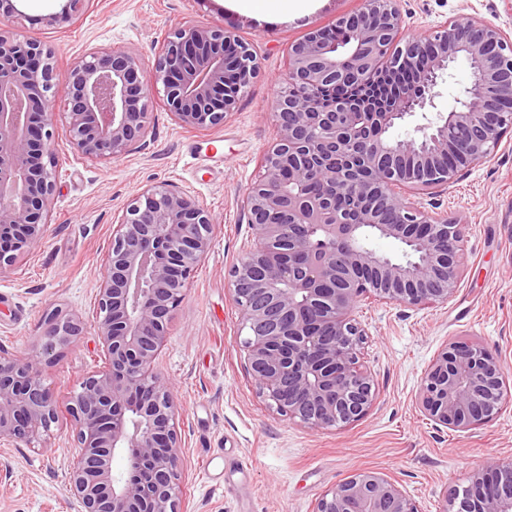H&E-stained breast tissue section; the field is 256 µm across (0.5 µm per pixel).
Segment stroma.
Instances as JSON below:
<instances>
[{
    "instance_id": "1",
    "label": "stroma",
    "mask_w": 512,
    "mask_h": 512,
    "mask_svg": "<svg viewBox=\"0 0 512 512\" xmlns=\"http://www.w3.org/2000/svg\"><path fill=\"white\" fill-rule=\"evenodd\" d=\"M16 25L57 49L51 105L63 112L70 62L93 49L123 45L152 64L164 37L183 20H224L251 43L261 74L219 129L178 125L161 93L153 95L147 149L112 162L78 155L58 138L44 239L0 276V349L31 350L46 313L57 309L84 323L44 376L59 420L29 445L0 446V512H79L65 473L74 446L67 411L78 380L101 363L95 335L96 293L112 228L145 185L167 181L206 204L216 219L211 249L175 310L156 369L172 385L179 407L184 476L181 512H316L319 500L357 471L394 479L420 512H443L445 491L468 484L492 460L512 456V395L501 414L470 430H435L417 400L421 376L446 343L482 345L500 359L512 387V137L464 171L437 199L466 225L460 286L448 302L409 308L362 302L369 331L364 362L377 400L359 422L313 431L280 416L259 395L246 369L247 335L226 281L254 230L243 197L258 178L260 156L276 129L268 118L289 46L311 26L332 25L362 0H325L309 18L269 23L225 8L224 0H89L73 21L59 20L63 0H13ZM406 30L418 34L448 19L479 18L512 31V0H400ZM223 462L207 472L213 449Z\"/></svg>"
}]
</instances>
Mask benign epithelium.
I'll list each match as a JSON object with an SVG mask.
<instances>
[{"instance_id":"obj_1","label":"benign epithelium","mask_w":512,"mask_h":512,"mask_svg":"<svg viewBox=\"0 0 512 512\" xmlns=\"http://www.w3.org/2000/svg\"><path fill=\"white\" fill-rule=\"evenodd\" d=\"M0 10V275L36 246L51 223L57 157L65 136L90 161H110L146 145L152 92L162 87L180 125L210 129L261 73L233 28L187 20L168 33L154 64L119 45L70 67L65 125L49 108L55 50ZM464 59L471 83L447 115L430 118L439 79ZM415 67L389 105L370 109L315 93L336 83H370ZM512 32L490 22L447 20L418 38L405 36L399 0H363L356 13L317 26L288 52L272 104L275 139L243 200L255 230L228 272L248 335L247 369L259 394L286 419L319 431L353 424L372 409L373 375L364 365L368 332L357 317L373 299L420 308L459 288L465 224L423 206L420 196L448 190L512 133ZM421 113L414 135L389 136ZM461 162L448 164V148ZM416 159L415 176L404 159ZM320 183L313 191L311 182ZM356 199L352 213L336 196ZM211 210L168 182L141 189L112 230L94 323L105 365L83 376L68 411L74 423L66 487L82 512H179L182 434L170 383L154 371L173 312L195 266L211 248ZM367 229L404 247L401 259L364 245ZM83 332L57 310L23 357L0 352V444H30L58 422L45 367ZM507 399L497 356L467 341L446 344L421 380L419 404L438 429L469 430L493 421ZM126 468L115 475L112 460ZM446 512H512V457L485 464L446 496ZM317 512H418L394 481L358 471L327 493Z\"/></svg>"}]
</instances>
